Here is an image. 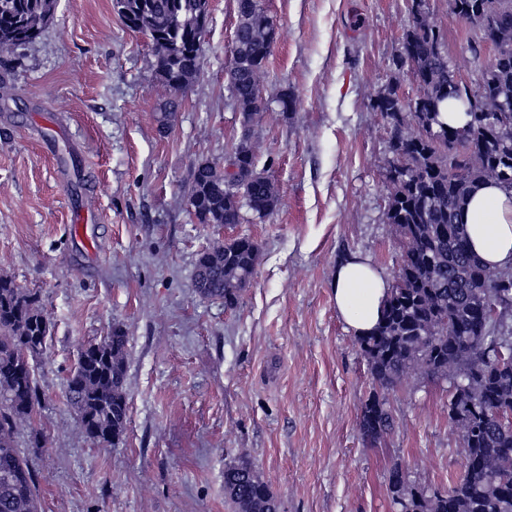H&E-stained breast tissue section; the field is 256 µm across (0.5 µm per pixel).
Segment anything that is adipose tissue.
Returning <instances> with one entry per match:
<instances>
[{"label": "adipose tissue", "mask_w": 512, "mask_h": 512, "mask_svg": "<svg viewBox=\"0 0 512 512\" xmlns=\"http://www.w3.org/2000/svg\"><path fill=\"white\" fill-rule=\"evenodd\" d=\"M463 221L473 250L487 265L512 268V191L491 181L481 185ZM389 288L384 274L366 258L350 255L337 264L332 283L336 309L356 335L377 325Z\"/></svg>", "instance_id": "adipose-tissue-1"}]
</instances>
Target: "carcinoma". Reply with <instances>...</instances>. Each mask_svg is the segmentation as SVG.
Instances as JSON below:
<instances>
[{"label":"carcinoma","mask_w":512,"mask_h":512,"mask_svg":"<svg viewBox=\"0 0 512 512\" xmlns=\"http://www.w3.org/2000/svg\"><path fill=\"white\" fill-rule=\"evenodd\" d=\"M232 53L236 69L230 90L243 131L233 147L230 173L210 162L193 166L192 211L200 224H238L243 210L263 218L280 202L279 193L257 160L248 131L267 101L253 76L264 71L275 42V27L260 0H237ZM412 0V20L403 34L397 70H412L421 93L416 101L390 87L372 103L390 125L392 159L386 176V223L396 228L403 251L375 331L359 338L371 376L383 390L397 387L406 369L448 383V417L466 430L462 471L446 489L419 487L406 478L389 479L387 491L400 512H512V365L498 353L512 344V320L486 321L482 309L497 304L512 315V289L498 287L489 268L473 253L462 215L475 189L497 173L512 191V109L470 111L486 101L512 103V43L495 48L483 83L460 81L434 23ZM457 19L478 29L512 25V0H456ZM57 0H0V53L31 44L53 18ZM131 30L151 35L156 71L167 86L185 90L200 68L198 18L202 0H112ZM455 100L468 121L453 128L440 120ZM258 245L238 238L203 253L194 282L206 299L238 306L255 273ZM434 332L424 341L423 328ZM51 325L35 294L0 276V512H38L36 481L15 444L18 426L33 421L39 404L34 362L46 349ZM128 336L114 328L80 351L66 384V398L84 433L115 446L126 429L125 390ZM362 435L375 445L393 427L386 396L370 393L359 419ZM224 493L235 512H279L268 486L245 458L224 470Z\"/></svg>","instance_id":"cac0c4a2"}]
</instances>
